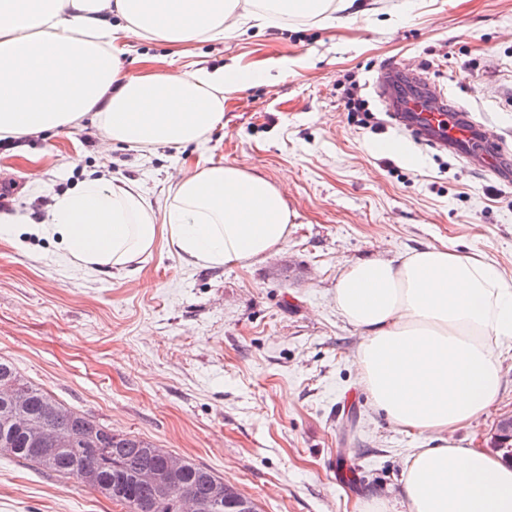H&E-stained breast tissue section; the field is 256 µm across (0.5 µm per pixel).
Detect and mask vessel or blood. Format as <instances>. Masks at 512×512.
Returning a JSON list of instances; mask_svg holds the SVG:
<instances>
[{"instance_id":"1","label":"vessel or blood","mask_w":512,"mask_h":512,"mask_svg":"<svg viewBox=\"0 0 512 512\" xmlns=\"http://www.w3.org/2000/svg\"><path fill=\"white\" fill-rule=\"evenodd\" d=\"M374 89L393 126L425 145L493 172L499 181L512 182V152L434 83L423 77L408 78L406 70L396 65L390 75L376 81Z\"/></svg>"}]
</instances>
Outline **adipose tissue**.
<instances>
[{
    "instance_id": "adipose-tissue-1",
    "label": "adipose tissue",
    "mask_w": 512,
    "mask_h": 512,
    "mask_svg": "<svg viewBox=\"0 0 512 512\" xmlns=\"http://www.w3.org/2000/svg\"><path fill=\"white\" fill-rule=\"evenodd\" d=\"M377 0H41L0 5V138L98 118L102 149L142 152L206 142L224 117L235 66L129 74L136 37L182 45L220 40L247 18L377 13ZM296 217L281 188L234 164L181 171L162 212L135 185L86 179L55 195L29 232L56 235L82 273L127 270L162 247L200 267L250 265L288 240ZM336 309L360 333L354 363L374 409L424 436L401 476L405 512H512V465L458 439L498 399L512 350V280L489 261L428 246L340 269Z\"/></svg>"
}]
</instances>
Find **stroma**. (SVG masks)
<instances>
[{
    "label": "stroma",
    "mask_w": 512,
    "mask_h": 512,
    "mask_svg": "<svg viewBox=\"0 0 512 512\" xmlns=\"http://www.w3.org/2000/svg\"><path fill=\"white\" fill-rule=\"evenodd\" d=\"M352 20L291 18L242 36L170 47L130 41L128 73L236 64L224 124L201 146L103 153L98 124L0 141V212L38 215L88 175L136 182L162 211L177 167L241 164L284 188L297 213L255 265L202 268L162 252L133 272L77 274L57 239L0 240V359L114 432L206 467L260 512H358L400 497L423 437L372 408L353 356L358 331L334 301L339 269L447 246L512 275V184L394 128L373 81L425 68L512 142V0H380ZM359 79L372 116L344 108ZM38 171L42 182L30 184ZM497 402L459 436L493 451L512 417V357ZM0 512H124L73 478L0 454Z\"/></svg>",
    "instance_id": "obj_1"
}]
</instances>
